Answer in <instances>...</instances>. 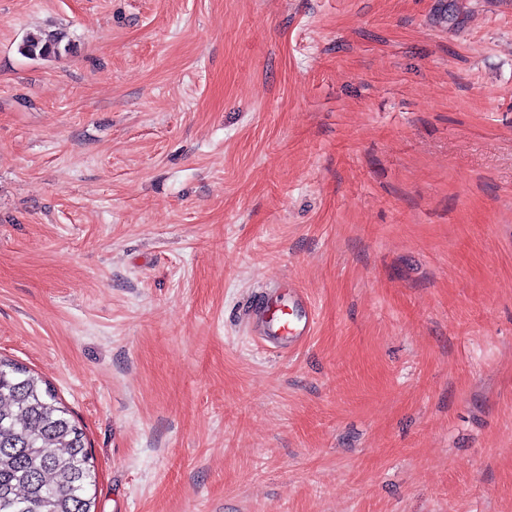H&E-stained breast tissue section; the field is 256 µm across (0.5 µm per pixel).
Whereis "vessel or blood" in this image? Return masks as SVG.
Listing matches in <instances>:
<instances>
[{
  "instance_id": "vessel-or-blood-1",
  "label": "vessel or blood",
  "mask_w": 512,
  "mask_h": 512,
  "mask_svg": "<svg viewBox=\"0 0 512 512\" xmlns=\"http://www.w3.org/2000/svg\"><path fill=\"white\" fill-rule=\"evenodd\" d=\"M248 324L264 345L290 353L311 336L314 310L302 288L279 284L263 289L255 297Z\"/></svg>"
}]
</instances>
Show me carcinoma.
Listing matches in <instances>:
<instances>
[{"label": "carcinoma", "instance_id": "cac0c4a2", "mask_svg": "<svg viewBox=\"0 0 512 512\" xmlns=\"http://www.w3.org/2000/svg\"><path fill=\"white\" fill-rule=\"evenodd\" d=\"M28 58L61 54L53 36L20 46ZM96 475L84 429L50 387L0 359V512H92Z\"/></svg>", "mask_w": 512, "mask_h": 512}]
</instances>
